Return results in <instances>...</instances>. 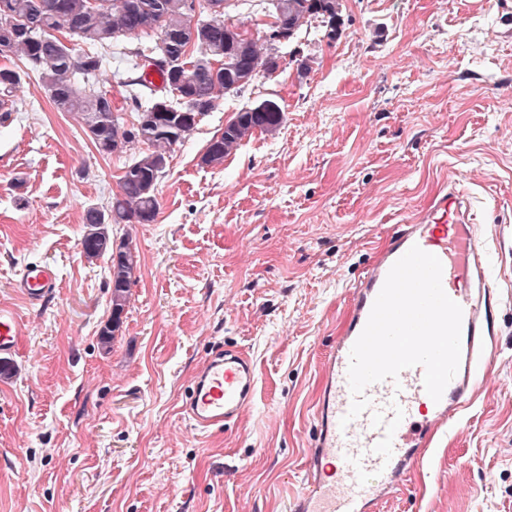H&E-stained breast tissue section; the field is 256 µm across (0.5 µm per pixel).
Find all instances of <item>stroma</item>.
I'll use <instances>...</instances> for the list:
<instances>
[{
	"label": "stroma",
	"instance_id": "1",
	"mask_svg": "<svg viewBox=\"0 0 512 512\" xmlns=\"http://www.w3.org/2000/svg\"><path fill=\"white\" fill-rule=\"evenodd\" d=\"M512 0H343L339 36L275 45L280 69L170 152L152 224H116L139 266L109 348V262L81 247L130 152L103 155L34 76L0 123V304L22 323L0 378V512H287L303 486L326 356L392 234L458 179L494 256L495 359L459 421L379 512H512ZM310 61L297 73V57ZM284 122L207 166L235 112ZM58 269L40 306L24 269ZM255 365L228 427L184 411L212 351Z\"/></svg>",
	"mask_w": 512,
	"mask_h": 512
}]
</instances>
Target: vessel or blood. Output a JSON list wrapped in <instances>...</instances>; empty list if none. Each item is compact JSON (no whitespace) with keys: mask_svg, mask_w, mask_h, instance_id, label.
<instances>
[{"mask_svg":"<svg viewBox=\"0 0 512 512\" xmlns=\"http://www.w3.org/2000/svg\"><path fill=\"white\" fill-rule=\"evenodd\" d=\"M415 245L439 258L442 287L462 309L458 371L436 401L425 391L423 367L405 369L397 380L368 386L365 395L370 408L348 419L351 349L390 269ZM487 256V238L480 226L472 223L467 196L452 179L427 210L401 225L386 252L364 272L352 291L347 327L327 356L306 483L292 499L289 512H375L379 502L404 485L423 449L444 433L478 394L494 358ZM56 278L52 265L36 264L24 270L16 286L34 305L52 292ZM20 334L16 311L1 304V355L15 352ZM257 382L252 360L240 351L212 353L186 399L189 419L202 431L236 420L253 401Z\"/></svg>","mask_w":512,"mask_h":512,"instance_id":"vessel-or-blood-1","label":"vessel or blood"}]
</instances>
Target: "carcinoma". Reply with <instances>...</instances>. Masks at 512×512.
<instances>
[{"mask_svg":"<svg viewBox=\"0 0 512 512\" xmlns=\"http://www.w3.org/2000/svg\"><path fill=\"white\" fill-rule=\"evenodd\" d=\"M267 5V16L282 24L287 40L297 38L303 25L317 19L327 42L336 40L341 0H267ZM8 19L14 25L7 31L0 29V55L18 57L39 78L55 108L77 116L96 147L109 152L118 139L125 148L139 143L150 146L125 164L120 191L110 209L89 206L83 215L82 246L88 258L110 261L112 317L99 333L107 347L120 328L138 263L135 249L114 246L109 226L156 221L155 191L167 153L194 129L196 116L217 108L220 96L273 76L274 53L264 52L249 30L235 32L242 23L230 18H211L206 26L191 28L188 0H96L91 8L79 6V0H0V22ZM144 34L153 37L147 46L120 44L122 39ZM163 49L171 68L154 70L161 84L171 82L174 69L187 81L169 101L162 120L148 128L143 119L153 107L156 85L145 71V60ZM116 59L137 71V76L123 82L126 102L136 111L137 120L122 132L120 113L110 94L101 89ZM19 83L18 71L0 68V94L9 95ZM283 121L284 111L277 102L263 109L239 110L224 131L210 140L202 163L223 164L243 141L257 132L274 134Z\"/></svg>","mask_w":512,"mask_h":512,"instance_id":"carcinoma-1","label":"carcinoma"}]
</instances>
